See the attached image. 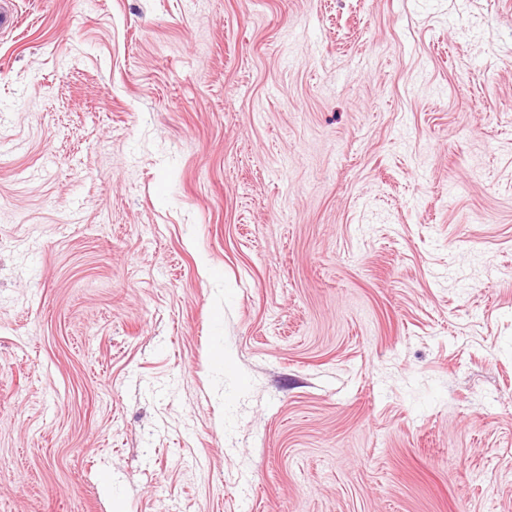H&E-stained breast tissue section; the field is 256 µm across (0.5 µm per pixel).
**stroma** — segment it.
Listing matches in <instances>:
<instances>
[{
    "instance_id": "35a3bbf8",
    "label": "stroma",
    "mask_w": 512,
    "mask_h": 512,
    "mask_svg": "<svg viewBox=\"0 0 512 512\" xmlns=\"http://www.w3.org/2000/svg\"><path fill=\"white\" fill-rule=\"evenodd\" d=\"M0 512H512V0H15Z\"/></svg>"
}]
</instances>
